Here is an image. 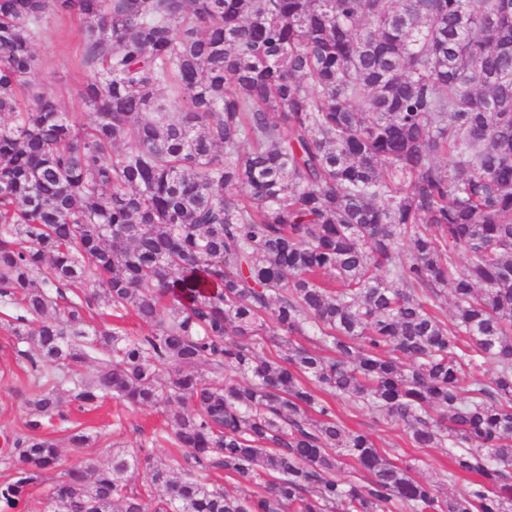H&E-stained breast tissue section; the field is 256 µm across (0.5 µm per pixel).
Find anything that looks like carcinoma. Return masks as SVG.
Masks as SVG:
<instances>
[{"instance_id": "obj_1", "label": "carcinoma", "mask_w": 512, "mask_h": 512, "mask_svg": "<svg viewBox=\"0 0 512 512\" xmlns=\"http://www.w3.org/2000/svg\"><path fill=\"white\" fill-rule=\"evenodd\" d=\"M59 12L87 124L29 83ZM4 114L31 394L0 512L58 467L41 430L108 400L160 410L178 456L66 469L48 512H512V0H0ZM340 399L477 480L440 498ZM106 313L102 314L100 310L93 307L87 316L90 328L112 330L113 327H120L132 335H139L147 331V327L131 314H125L120 318L112 316L110 311Z\"/></svg>"}]
</instances>
